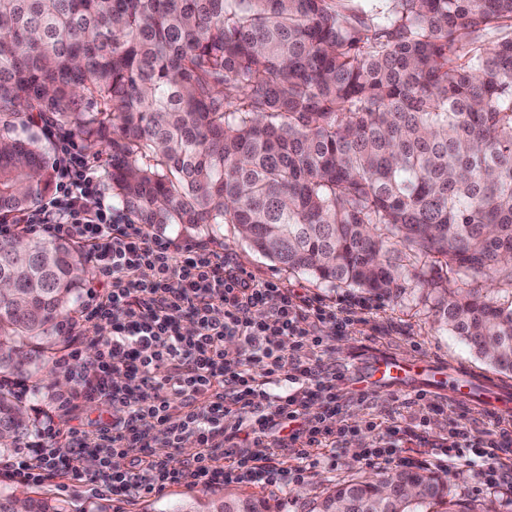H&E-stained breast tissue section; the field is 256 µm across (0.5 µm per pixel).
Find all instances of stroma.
<instances>
[{
    "label": "stroma",
    "mask_w": 512,
    "mask_h": 512,
    "mask_svg": "<svg viewBox=\"0 0 512 512\" xmlns=\"http://www.w3.org/2000/svg\"><path fill=\"white\" fill-rule=\"evenodd\" d=\"M180 241L202 244L224 255L227 261L262 279L279 281L288 288L305 290L324 304L345 301L358 308V323L343 332L332 328L322 331V363L343 371L365 364L379 355L406 359L422 358L448 370H459L484 382L512 391V378L498 374L453 333L439 329L434 322L433 303L425 289L405 283L401 294L382 297L366 290L331 284L283 269L272 260L252 251L238 235L235 225L224 227V236L211 238L205 227H192L179 235ZM415 388H371L352 392L346 380H338L340 412L336 417L343 432L334 446L325 448L320 463L306 473L303 482L286 487L260 484H230L202 487L173 485L143 497L116 500L103 484L53 479L41 483V490L63 500L69 512H93L95 506H108L109 512H175L176 508L194 507L210 512L222 503L226 492L255 494L264 498L270 512H309L314 499L339 480L372 474L362 455L369 446L390 449L393 457H409L415 466L448 474L453 496L468 501L499 499L500 512H512V447L498 449L506 462L502 476L490 482L482 458L472 451L464 455H443L456 428L467 425L472 434L499 432L512 426L497 415L484 400L466 403L454 400L447 382L424 386L430 409L417 412L407 404Z\"/></svg>",
    "instance_id": "obj_1"
}]
</instances>
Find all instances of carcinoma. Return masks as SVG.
Instances as JSON below:
<instances>
[{
  "instance_id": "1",
  "label": "carcinoma",
  "mask_w": 512,
  "mask_h": 512,
  "mask_svg": "<svg viewBox=\"0 0 512 512\" xmlns=\"http://www.w3.org/2000/svg\"><path fill=\"white\" fill-rule=\"evenodd\" d=\"M369 2L0 0V224L51 186L25 120L42 113L106 145L113 201L136 223L214 237L233 224L317 280L388 296L426 285L435 321L511 378L512 0ZM90 274L73 242L0 239V448L32 431L5 382L43 388L35 350L61 342ZM220 509L268 512L239 494ZM311 512L475 510L419 469L338 482Z\"/></svg>"
}]
</instances>
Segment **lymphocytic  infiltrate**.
<instances>
[{
  "label": "lymphocytic infiltrate",
  "mask_w": 512,
  "mask_h": 512,
  "mask_svg": "<svg viewBox=\"0 0 512 512\" xmlns=\"http://www.w3.org/2000/svg\"><path fill=\"white\" fill-rule=\"evenodd\" d=\"M55 187L16 224L85 248L92 275L77 316L61 325L70 342L57 363L74 386L58 397L7 463L38 484L49 478L103 481L112 496L172 484L302 481L318 464L338 411L336 371L314 359L321 327L343 329L355 311L327 306L274 280L256 279L222 255L132 223L104 200L103 167L57 134ZM100 330L85 364L72 337ZM237 343L236 355L226 347ZM102 399L108 419L83 421L80 406ZM323 411L312 412L313 403ZM235 413V427L225 425ZM193 441L173 464L166 451ZM124 469L112 466L113 457Z\"/></svg>",
  "instance_id": "obj_1"
}]
</instances>
